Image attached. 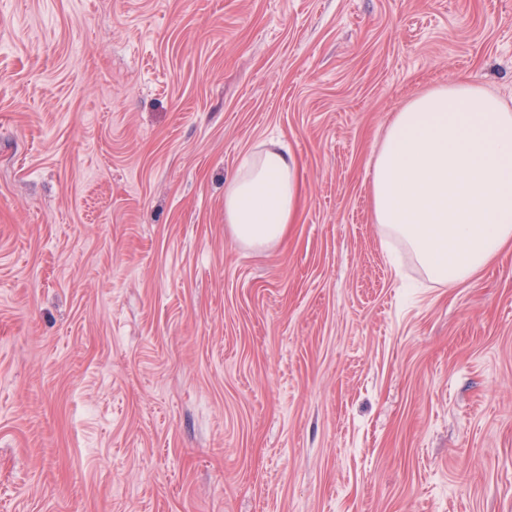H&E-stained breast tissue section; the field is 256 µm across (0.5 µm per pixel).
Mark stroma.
<instances>
[{
	"mask_svg": "<svg viewBox=\"0 0 512 512\" xmlns=\"http://www.w3.org/2000/svg\"><path fill=\"white\" fill-rule=\"evenodd\" d=\"M462 77L512 103V0H0V512H512V253L441 287L370 210ZM299 198L294 154L279 143H263L224 184V223L238 243L266 249L294 224Z\"/></svg>",
	"mask_w": 512,
	"mask_h": 512,
	"instance_id": "1",
	"label": "stroma"
}]
</instances>
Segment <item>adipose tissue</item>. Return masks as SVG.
I'll return each mask as SVG.
<instances>
[{
  "label": "adipose tissue",
  "mask_w": 512,
  "mask_h": 512,
  "mask_svg": "<svg viewBox=\"0 0 512 512\" xmlns=\"http://www.w3.org/2000/svg\"><path fill=\"white\" fill-rule=\"evenodd\" d=\"M299 198L294 154L264 143L225 182L224 222L238 243L265 249L295 222ZM370 207L430 282H470L512 247V105L461 79L413 95L376 145Z\"/></svg>",
  "instance_id": "obj_1"
}]
</instances>
